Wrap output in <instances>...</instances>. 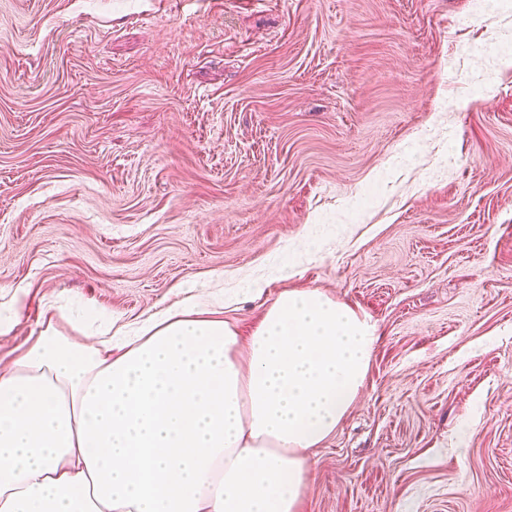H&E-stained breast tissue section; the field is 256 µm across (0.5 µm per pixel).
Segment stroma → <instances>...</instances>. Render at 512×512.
I'll use <instances>...</instances> for the list:
<instances>
[{
  "mask_svg": "<svg viewBox=\"0 0 512 512\" xmlns=\"http://www.w3.org/2000/svg\"><path fill=\"white\" fill-rule=\"evenodd\" d=\"M0 0V335L316 289L378 340L304 512H512V0Z\"/></svg>",
  "mask_w": 512,
  "mask_h": 512,
  "instance_id": "35a3bbf8",
  "label": "stroma"
}]
</instances>
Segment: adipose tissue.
<instances>
[{"label": "adipose tissue", "instance_id": "adipose-tissue-1", "mask_svg": "<svg viewBox=\"0 0 512 512\" xmlns=\"http://www.w3.org/2000/svg\"><path fill=\"white\" fill-rule=\"evenodd\" d=\"M0 363V512H303L306 450L364 384L376 330L286 290L241 338L200 304L113 345L89 314Z\"/></svg>", "mask_w": 512, "mask_h": 512}]
</instances>
